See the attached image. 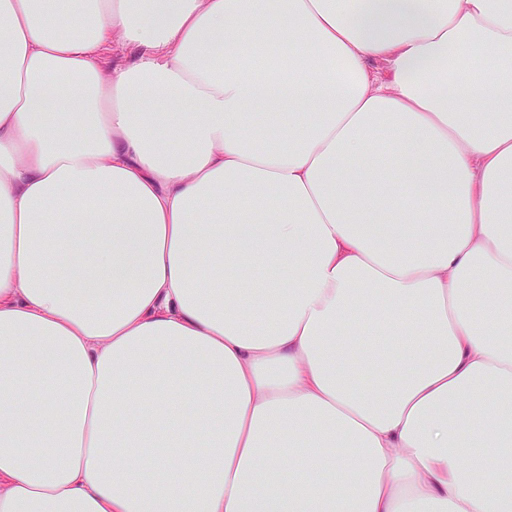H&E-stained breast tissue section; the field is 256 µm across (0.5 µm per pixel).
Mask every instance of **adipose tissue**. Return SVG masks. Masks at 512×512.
<instances>
[{"instance_id": "adipose-tissue-1", "label": "adipose tissue", "mask_w": 512, "mask_h": 512, "mask_svg": "<svg viewBox=\"0 0 512 512\" xmlns=\"http://www.w3.org/2000/svg\"><path fill=\"white\" fill-rule=\"evenodd\" d=\"M477 450L512 0H0V512H512Z\"/></svg>"}]
</instances>
